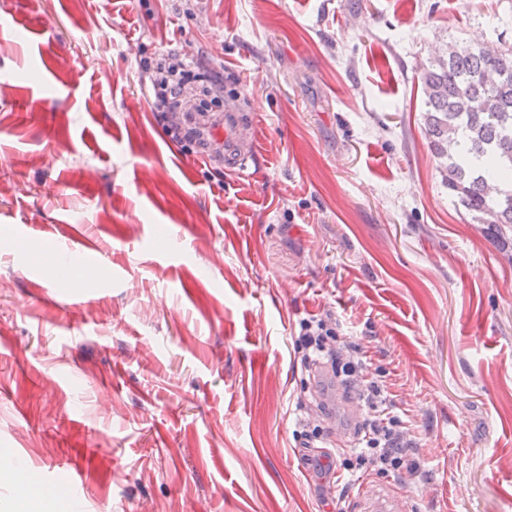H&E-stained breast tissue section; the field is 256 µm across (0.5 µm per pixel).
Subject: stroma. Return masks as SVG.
<instances>
[{
  "label": "stroma",
  "instance_id": "35a3bbf8",
  "mask_svg": "<svg viewBox=\"0 0 512 512\" xmlns=\"http://www.w3.org/2000/svg\"><path fill=\"white\" fill-rule=\"evenodd\" d=\"M486 40L512 0H0V450L67 512H348L298 454L350 423L296 350L330 314L416 443L371 478L396 512H512V250L449 197L420 81ZM168 52L258 127L246 176L158 125Z\"/></svg>",
  "mask_w": 512,
  "mask_h": 512
}]
</instances>
